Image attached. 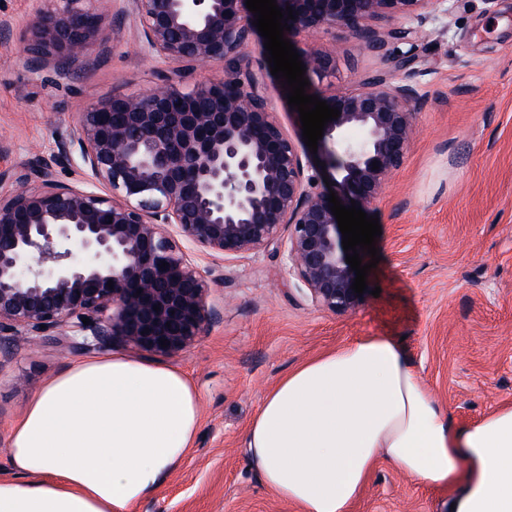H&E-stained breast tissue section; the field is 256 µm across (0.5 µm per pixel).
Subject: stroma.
Listing matches in <instances>:
<instances>
[{
	"label": "stroma",
	"mask_w": 512,
	"mask_h": 512,
	"mask_svg": "<svg viewBox=\"0 0 512 512\" xmlns=\"http://www.w3.org/2000/svg\"><path fill=\"white\" fill-rule=\"evenodd\" d=\"M36 0H0L12 28L0 41V172L50 156L91 104L143 93L163 62L140 52L133 18L107 27L70 78L32 71L21 48ZM429 14L419 45L422 96L406 161L371 207L380 287L352 313L314 305L283 253L240 259L183 242L204 276L215 321L176 356L121 347V354L180 368L200 396L193 451L162 487L130 512H298L262 483L245 436L265 394L300 362L360 336L399 341L452 422L467 425L512 403V0H451ZM336 59L328 95L387 67L348 33L323 37ZM77 356L56 347L0 351V478L11 429L34 393ZM350 512H448V492L382 461Z\"/></svg>",
	"instance_id": "1"
}]
</instances>
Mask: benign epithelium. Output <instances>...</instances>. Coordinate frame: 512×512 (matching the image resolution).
Listing matches in <instances>:
<instances>
[{
	"instance_id": "obj_1",
	"label": "benign epithelium",
	"mask_w": 512,
	"mask_h": 512,
	"mask_svg": "<svg viewBox=\"0 0 512 512\" xmlns=\"http://www.w3.org/2000/svg\"><path fill=\"white\" fill-rule=\"evenodd\" d=\"M48 2L27 21L23 52L36 71L87 57L117 20L98 0ZM129 2L143 48L178 69L145 95L91 105L50 157L0 173V182L12 181L0 194V337L70 352L116 343L167 356L185 351L215 311L181 240L228 259L281 248L313 303L335 314L358 309L365 297L352 290L356 274L321 173L303 161L250 67L257 30L246 0ZM276 2L292 7L288 35L309 82L336 69L313 41L320 34L348 32L393 67L324 97L340 111L320 140L325 165L341 203L365 209L407 157L421 104L411 81L420 24L427 12L448 14L447 0ZM375 20L401 25L384 33ZM215 61L224 62V81L179 88L180 68ZM64 162L90 188L57 181L53 166Z\"/></svg>"
}]
</instances>
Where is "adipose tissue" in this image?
<instances>
[{"mask_svg":"<svg viewBox=\"0 0 512 512\" xmlns=\"http://www.w3.org/2000/svg\"><path fill=\"white\" fill-rule=\"evenodd\" d=\"M199 421L181 369L120 354L74 361L11 430L0 512H128L189 455ZM246 447L263 484L298 512H349L381 459L447 489L454 512H512V404L453 426L385 336L290 369Z\"/></svg>","mask_w":512,"mask_h":512,"instance_id":"adipose-tissue-1","label":"adipose tissue"}]
</instances>
